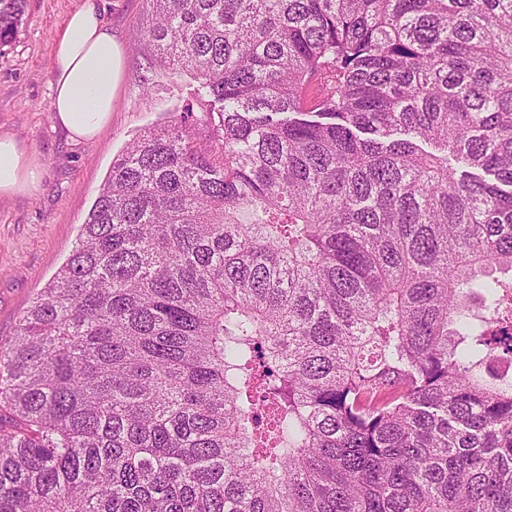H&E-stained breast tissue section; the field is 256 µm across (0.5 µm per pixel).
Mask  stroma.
Listing matches in <instances>:
<instances>
[{"mask_svg": "<svg viewBox=\"0 0 512 512\" xmlns=\"http://www.w3.org/2000/svg\"><path fill=\"white\" fill-rule=\"evenodd\" d=\"M81 0H28L26 20L0 53V133L45 162L41 189L0 199V342H8L33 299L69 257L112 161L144 130L179 121L194 81L159 63L144 32L152 0H102L112 34L124 47V70L111 124L74 143L54 129L49 109L53 45Z\"/></svg>", "mask_w": 512, "mask_h": 512, "instance_id": "35a3bbf8", "label": "stroma"}]
</instances>
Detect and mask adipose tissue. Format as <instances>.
I'll list each match as a JSON object with an SVG mask.
<instances>
[{
    "mask_svg": "<svg viewBox=\"0 0 512 512\" xmlns=\"http://www.w3.org/2000/svg\"><path fill=\"white\" fill-rule=\"evenodd\" d=\"M123 56L98 0H82L69 14L51 61L52 119L72 141L93 140L110 125ZM42 177L38 154L0 134V198L34 194Z\"/></svg>",
    "mask_w": 512,
    "mask_h": 512,
    "instance_id": "1",
    "label": "adipose tissue"
}]
</instances>
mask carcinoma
Returning <instances> with one entry per match:
<instances>
[{"label":"carcinoma","instance_id":"cac0c4a2","mask_svg":"<svg viewBox=\"0 0 512 512\" xmlns=\"http://www.w3.org/2000/svg\"><path fill=\"white\" fill-rule=\"evenodd\" d=\"M153 3L193 103L0 346V512H512V0Z\"/></svg>","mask_w":512,"mask_h":512}]
</instances>
